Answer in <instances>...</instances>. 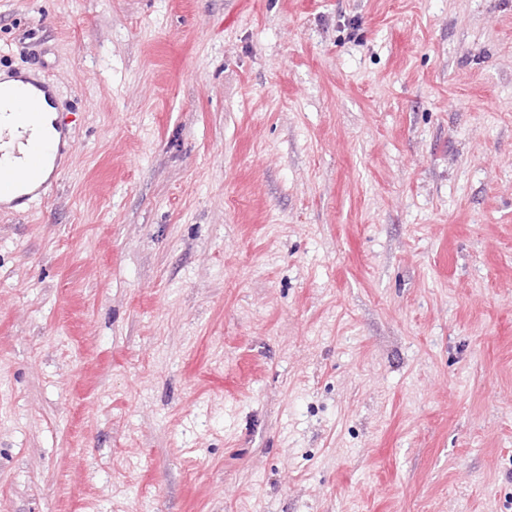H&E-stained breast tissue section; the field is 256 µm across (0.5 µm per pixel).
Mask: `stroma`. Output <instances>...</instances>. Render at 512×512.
Returning a JSON list of instances; mask_svg holds the SVG:
<instances>
[{"label": "stroma", "mask_w": 512, "mask_h": 512, "mask_svg": "<svg viewBox=\"0 0 512 512\" xmlns=\"http://www.w3.org/2000/svg\"><path fill=\"white\" fill-rule=\"evenodd\" d=\"M16 72L0 512H512V0H0ZM14 83L0 82V100L12 104L29 102L34 98V89L41 92L27 109L1 113L0 161L5 144L10 147V163L0 162V209H13L18 205H30L46 197L53 185L55 175L63 165V156L70 150V133L65 125L58 124V143L49 146L39 139L32 138L25 128L22 113L32 112V120L39 126L44 138L51 142L57 134L52 126L51 107L45 97H52L53 85L45 77L32 78L16 76ZM44 95H43V94ZM45 96V97H44ZM52 167L51 173L47 174Z\"/></svg>", "instance_id": "obj_1"}]
</instances>
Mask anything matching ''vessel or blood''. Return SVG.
Listing matches in <instances>:
<instances>
[{
    "label": "vessel or blood",
    "instance_id": "1",
    "mask_svg": "<svg viewBox=\"0 0 512 512\" xmlns=\"http://www.w3.org/2000/svg\"><path fill=\"white\" fill-rule=\"evenodd\" d=\"M38 92L52 96L53 86L48 79L19 75L13 83H0V100L13 104L32 101ZM57 134L58 143L52 147L32 137L23 114L13 111L0 115V147L9 146L11 154L9 164H0L1 210L46 197L54 181V170L62 166L63 157L70 150L66 126H58Z\"/></svg>",
    "mask_w": 512,
    "mask_h": 512
}]
</instances>
